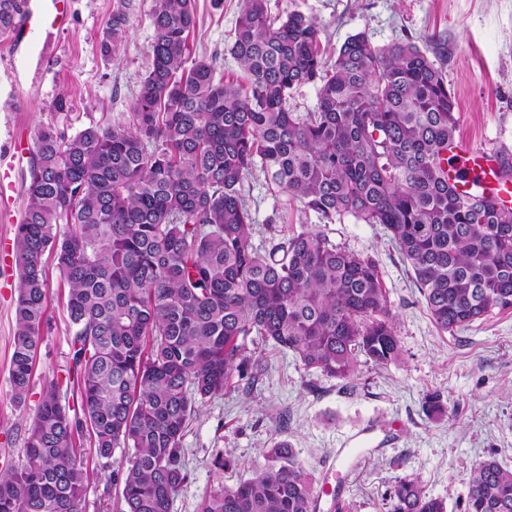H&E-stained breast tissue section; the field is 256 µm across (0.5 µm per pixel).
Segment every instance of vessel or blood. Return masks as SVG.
Listing matches in <instances>:
<instances>
[{
    "mask_svg": "<svg viewBox=\"0 0 512 512\" xmlns=\"http://www.w3.org/2000/svg\"><path fill=\"white\" fill-rule=\"evenodd\" d=\"M71 9L72 0H25L16 22V35L24 41L28 52L37 54L40 62L50 59L41 39L43 30L68 21ZM501 162L502 157L497 152L453 145L448 150V182L460 192L479 186L495 205L512 207V181L501 178Z\"/></svg>",
    "mask_w": 512,
    "mask_h": 512,
    "instance_id": "obj_1",
    "label": "vessel or blood"
}]
</instances>
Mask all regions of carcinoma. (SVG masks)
I'll return each instance as SVG.
<instances>
[{
    "instance_id": "1",
    "label": "carcinoma",
    "mask_w": 512,
    "mask_h": 512,
    "mask_svg": "<svg viewBox=\"0 0 512 512\" xmlns=\"http://www.w3.org/2000/svg\"><path fill=\"white\" fill-rule=\"evenodd\" d=\"M22 0H0V34ZM152 68L131 123L73 135L41 127L29 160L28 205L15 234L13 400L25 403L45 323L44 256L68 286L72 371L81 415L43 387L21 462L0 470V512H82L88 431L112 467L123 512H172L190 478L183 439L197 404L263 370L258 345L292 352L338 380L361 361L396 362L401 346L376 262L300 225L268 250L252 241L244 183L255 170L325 224H381L410 266L436 327L452 333L512 310V207L448 184L455 97L432 53L410 41L378 47L350 36L332 62L317 24L280 23L267 0H242L230 54L240 80L191 59L194 0H154ZM127 13L107 22L112 58ZM191 66H186V63ZM318 86L299 113L294 90ZM132 454H127L128 450ZM266 463L198 512H312L317 481L279 441ZM390 512H446L405 477ZM467 512H512V470L476 464Z\"/></svg>"
}]
</instances>
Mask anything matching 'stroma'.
<instances>
[{
    "label": "stroma",
    "mask_w": 512,
    "mask_h": 512,
    "mask_svg": "<svg viewBox=\"0 0 512 512\" xmlns=\"http://www.w3.org/2000/svg\"><path fill=\"white\" fill-rule=\"evenodd\" d=\"M194 5L195 55L214 59L217 76L240 75L229 45L241 0ZM120 7V0H76L64 27L44 31L52 56L40 72L10 36L0 37V166L13 167L15 183L0 203L1 243L13 245L15 228L24 220L30 149L40 126L52 124L72 135L130 116L151 67L153 0H131L123 44L107 59L99 44ZM267 8L280 21L292 12L313 19L329 58L360 32L380 47L411 41L425 49L430 41H445L458 142L512 151V0H268ZM62 95L70 108L59 112L54 104ZM245 188L256 246L270 248L284 225L305 224L376 262L389 290L402 356L385 366L361 365L353 379L340 381L305 372L292 353L267 348V368L257 385L233 383L199 406L183 441L190 479L177 492L173 512H196L213 490L234 487L263 465L265 448L278 440L288 441L320 482L338 449L370 448L350 480L345 512H389L396 483L409 476L426 495L443 500L447 512H465L473 464L493 458L512 468V310L495 309L467 329L441 332L382 225L351 217L323 223L268 186L259 171ZM44 269L46 324L31 391L19 405L9 383L18 271L12 253L0 251V463L21 458L45 383L56 382L70 408L80 405L68 374L67 285L53 258H46ZM433 391L448 407L441 422L423 407ZM77 446L92 474L82 512H122L120 493L110 470L101 469L89 435H80ZM220 452L235 467H215Z\"/></svg>",
    "instance_id": "35a3bbf8"
}]
</instances>
